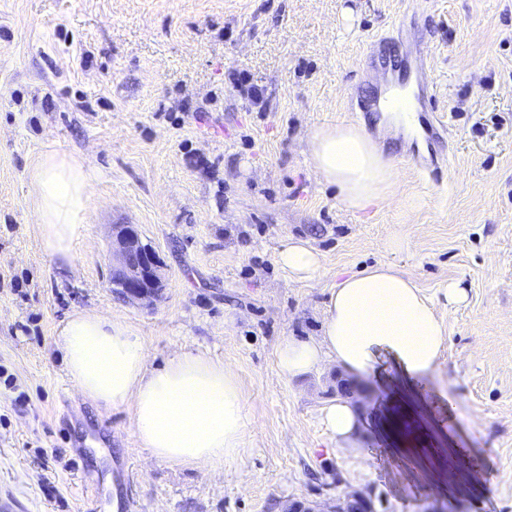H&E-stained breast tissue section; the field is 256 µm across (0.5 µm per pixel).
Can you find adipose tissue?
I'll return each instance as SVG.
<instances>
[{
  "mask_svg": "<svg viewBox=\"0 0 512 512\" xmlns=\"http://www.w3.org/2000/svg\"><path fill=\"white\" fill-rule=\"evenodd\" d=\"M308 161L317 178L356 210L379 204L399 180L391 159L352 124L314 130ZM29 183L45 252L57 265L73 264L80 219L93 200V173L83 161L51 150L40 156ZM277 262L303 281L316 279L322 267L319 253L295 239L283 243ZM447 341L433 299L395 266L378 264L347 274L330 289L318 337H284L276 355L287 377L329 359L352 376L370 377L385 353L413 382L438 371ZM56 344L84 399L104 409L128 408L151 458L208 470L239 458L249 421L237 374L223 361L185 352L149 368L143 340L125 322L91 311L69 315ZM387 417V411H361L353 400L339 398L324 406L321 421L342 447L367 425L398 438Z\"/></svg>",
  "mask_w": 512,
  "mask_h": 512,
  "instance_id": "1",
  "label": "adipose tissue"
}]
</instances>
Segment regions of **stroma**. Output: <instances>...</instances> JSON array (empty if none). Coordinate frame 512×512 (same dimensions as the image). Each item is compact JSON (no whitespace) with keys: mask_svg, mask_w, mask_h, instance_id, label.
Listing matches in <instances>:
<instances>
[{"mask_svg":"<svg viewBox=\"0 0 512 512\" xmlns=\"http://www.w3.org/2000/svg\"><path fill=\"white\" fill-rule=\"evenodd\" d=\"M427 14L448 169L382 149L394 194L356 211L307 161L317 127L352 122L369 42ZM53 148L96 175L74 265L45 253L29 172ZM159 254L152 305L112 292V227ZM395 233L409 251L386 246ZM307 241L320 277L277 263ZM396 266L434 298L449 342L404 433L337 449L320 410L335 362L287 378L283 337L319 335L341 274ZM467 300L449 305V283ZM77 310L126 322L150 366L181 352L237 373L249 430L221 471L141 448L128 408L99 409L54 340ZM457 485L433 482L449 462ZM20 512H282L368 495L375 512H512V0H0V494Z\"/></svg>","mask_w":512,"mask_h":512,"instance_id":"35a3bbf8","label":"stroma"}]
</instances>
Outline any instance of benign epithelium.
I'll return each mask as SVG.
<instances>
[{"label": "benign epithelium", "instance_id": "obj_1", "mask_svg": "<svg viewBox=\"0 0 512 512\" xmlns=\"http://www.w3.org/2000/svg\"><path fill=\"white\" fill-rule=\"evenodd\" d=\"M116 247L112 250L111 285L127 302H147L158 298L165 288L162 262L156 251L143 242L133 224L112 225ZM294 508L282 512H373L371 500L362 494L338 497L321 508L309 501H294Z\"/></svg>", "mask_w": 512, "mask_h": 512}]
</instances>
